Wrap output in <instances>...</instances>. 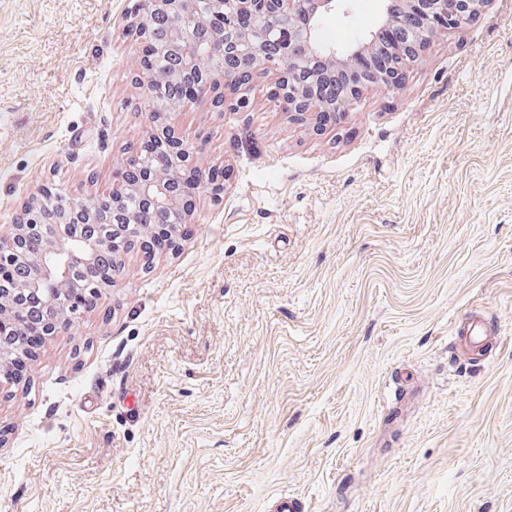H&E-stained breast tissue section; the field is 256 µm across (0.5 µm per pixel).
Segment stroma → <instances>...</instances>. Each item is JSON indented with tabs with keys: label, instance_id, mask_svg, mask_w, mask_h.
Returning <instances> with one entry per match:
<instances>
[{
	"label": "stroma",
	"instance_id": "35a3bbf8",
	"mask_svg": "<svg viewBox=\"0 0 512 512\" xmlns=\"http://www.w3.org/2000/svg\"><path fill=\"white\" fill-rule=\"evenodd\" d=\"M133 2L0 0V236L145 141ZM248 98L174 117L224 172L176 249L0 385V512H512V0L324 130ZM456 334L463 346L476 350L487 336L485 322L479 317L469 316L459 322Z\"/></svg>",
	"mask_w": 512,
	"mask_h": 512
}]
</instances>
